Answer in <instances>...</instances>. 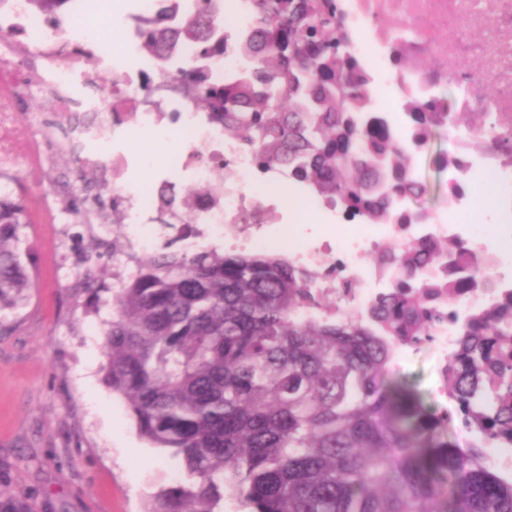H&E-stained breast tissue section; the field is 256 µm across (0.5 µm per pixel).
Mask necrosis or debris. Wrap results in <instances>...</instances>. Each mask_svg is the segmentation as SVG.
Segmentation results:
<instances>
[{
	"label": "necrosis or debris",
	"mask_w": 512,
	"mask_h": 512,
	"mask_svg": "<svg viewBox=\"0 0 512 512\" xmlns=\"http://www.w3.org/2000/svg\"><path fill=\"white\" fill-rule=\"evenodd\" d=\"M338 5L350 46L363 59L371 82H386L397 110L383 112L382 117L411 165H419L422 153L406 112L411 102L443 113L446 105L439 90L451 84L459 92L461 109L481 117V124L455 128L450 138L455 163L448 181L457 184L478 174L493 190L486 200L467 193L451 205L432 209L425 224H355L344 245L325 239L285 250L281 220L288 200L318 212L323 201L292 180L287 169L261 171L246 144L204 116L191 96L177 91L176 70L162 68L156 58L144 55L136 28L139 20L154 14L155 0H139L135 17L105 29L85 19L79 32L83 53L69 58L61 49L63 29L47 26L28 0H9L8 19L0 25L5 33L0 39V167L12 168L19 162L42 165L44 142L64 132L76 135L80 167L102 168L109 176L121 217V239L128 250L150 253L180 234L191 247L219 243L235 252L283 251L295 266L314 271V293L333 297L340 308L361 309L391 291L400 269L372 259L385 243L460 240L485 252L489 242L474 229L481 217L491 211L501 227L512 226V51H501L502 45L512 47V0H338ZM388 18L408 22L415 36L404 51L430 60V68L404 72L392 67L393 43L384 26ZM148 70L157 79L150 99L141 85ZM105 71L113 76L105 99L81 105L72 94L73 85ZM32 77L48 90L52 113L44 136L21 148L16 142L15 105ZM156 145L168 150L163 181L129 179L131 168L152 166ZM219 165L224 181L213 199L198 205L191 224L176 216L166 224L157 222L162 187L191 190L210 181ZM452 208L460 222L449 223ZM404 264L414 271L417 296L441 315L427 341L440 372H447L461 342L448 325V310L464 320L511 298L512 265L501 263L487 272V287L452 290L447 258L422 261L417 253L408 252Z\"/></svg>",
	"instance_id": "necrosis-or-debris-1"
}]
</instances>
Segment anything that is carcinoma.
Listing matches in <instances>:
<instances>
[{
  "instance_id": "1",
  "label": "carcinoma",
  "mask_w": 512,
  "mask_h": 512,
  "mask_svg": "<svg viewBox=\"0 0 512 512\" xmlns=\"http://www.w3.org/2000/svg\"><path fill=\"white\" fill-rule=\"evenodd\" d=\"M68 0H30L49 17ZM222 0H160L138 28L143 49L169 62L192 44L203 64H178L183 87L253 150L256 164L290 177L364 224H421L424 208L398 204L413 192L408 158L372 114L363 63L338 21L336 0H259L258 22L236 37L220 24ZM235 40L248 66L222 84L208 63ZM421 146L435 129L429 107H408ZM219 185L163 195L158 220L192 213ZM30 223L20 199L0 194V307L17 306L32 273L16 228ZM448 257V287L483 288L491 263L471 249L414 242ZM469 268L461 278L457 271ZM312 275L285 259L188 253L169 245L141 260L112 291L104 331L105 380L140 436L178 460L182 478L145 512H512V483L480 463V448L512 440V301L472 317L448 364L456 404L424 401L393 368L375 321L398 336H427L437 314L419 298L380 296L372 318L358 309L327 315ZM491 376L495 385L481 379ZM477 418L481 446L463 450L453 415ZM0 512H29L0 492Z\"/></svg>"
}]
</instances>
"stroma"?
<instances>
[{"mask_svg": "<svg viewBox=\"0 0 512 512\" xmlns=\"http://www.w3.org/2000/svg\"><path fill=\"white\" fill-rule=\"evenodd\" d=\"M445 135L432 140L420 164L434 207L448 192L437 160ZM74 160L57 153L42 168H17L15 181L30 217L19 249L34 284L25 303L0 309V490L27 499L32 512H142L171 485L177 463L142 439L123 402L104 380L103 328L112 317L111 227L90 226L69 206L79 184H67ZM54 221L40 223L44 202ZM100 270L96 289L78 288L84 270ZM396 372L426 401L440 382L429 345L406 349Z\"/></svg>", "mask_w": 512, "mask_h": 512, "instance_id": "stroma-1", "label": "stroma"}]
</instances>
